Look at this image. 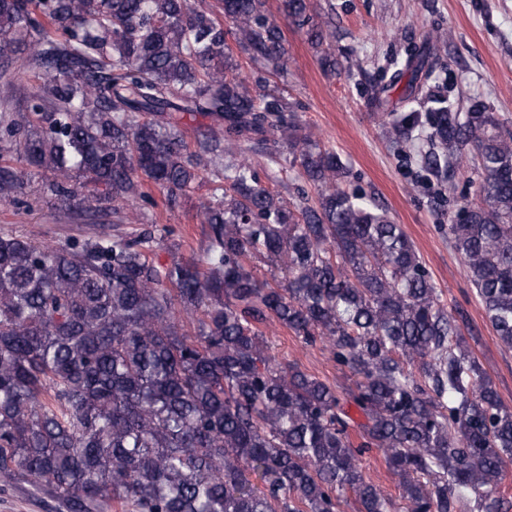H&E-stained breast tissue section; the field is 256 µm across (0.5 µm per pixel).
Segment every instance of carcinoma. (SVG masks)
<instances>
[{
    "label": "carcinoma",
    "mask_w": 512,
    "mask_h": 512,
    "mask_svg": "<svg viewBox=\"0 0 512 512\" xmlns=\"http://www.w3.org/2000/svg\"><path fill=\"white\" fill-rule=\"evenodd\" d=\"M0 0V68L42 82L23 110L0 107V204L32 185L67 209L123 223L129 202L173 208L209 172L200 259L161 258L167 228L93 232L53 246L0 229V484H35L67 512H400L359 460L384 450L405 512H502L512 409L440 304L429 271L380 204L304 132L270 78L288 50L265 0ZM323 48L333 34L309 0H284ZM231 27H226L224 22ZM259 66L252 93L228 37ZM428 56L394 75L416 99ZM384 113L395 144L425 141L440 180L473 167L478 201L448 224L485 317L512 347V132L482 103ZM211 125L189 145L184 116ZM268 178L317 189L285 203ZM264 259L282 277L261 280ZM275 320L306 344L326 338L334 387L271 354ZM359 418H354L351 410Z\"/></svg>",
    "instance_id": "carcinoma-1"
}]
</instances>
